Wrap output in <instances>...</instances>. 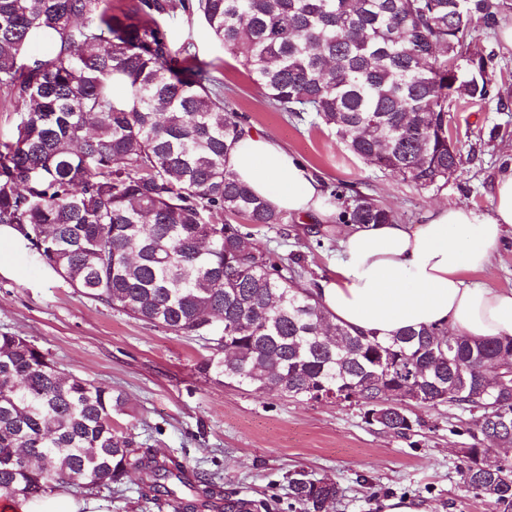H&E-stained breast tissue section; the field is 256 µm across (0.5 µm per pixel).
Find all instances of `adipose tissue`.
Masks as SVG:
<instances>
[{
	"mask_svg": "<svg viewBox=\"0 0 512 512\" xmlns=\"http://www.w3.org/2000/svg\"><path fill=\"white\" fill-rule=\"evenodd\" d=\"M237 179L278 210L331 220L324 184L276 139L244 131L229 159ZM492 208L433 207L421 224H348L333 275L315 293L348 328L391 337L448 325L472 339L512 336V289L473 281L512 231V166L491 186Z\"/></svg>",
	"mask_w": 512,
	"mask_h": 512,
	"instance_id": "obj_1",
	"label": "adipose tissue"
}]
</instances>
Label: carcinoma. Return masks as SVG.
I'll list each match as a JSON object with an SVG mask.
<instances>
[{
    "label": "carcinoma",
    "mask_w": 512,
    "mask_h": 512,
    "mask_svg": "<svg viewBox=\"0 0 512 512\" xmlns=\"http://www.w3.org/2000/svg\"><path fill=\"white\" fill-rule=\"evenodd\" d=\"M164 0H0V88L22 103L0 142V224L72 287L212 354L197 365L217 384L286 382L292 397L330 390L407 438L415 421L391 394L473 413L462 449L466 492L512 512V337L448 340V327L389 338L334 321L303 284L301 257L270 261L247 242L284 223L228 166L243 129L224 83L173 48ZM212 37L282 112L316 119L354 156L427 189L460 163L448 143V97L482 101L484 59L448 86V62L469 56L477 20L494 27L501 0H194ZM345 224H388L393 212L357 195ZM125 401L65 374L16 333L0 334V493L30 500L67 484L122 491L173 512H273L233 497L224 478L137 448L113 427ZM500 439L502 462L481 466ZM28 460L20 464L21 455ZM336 482L288 474L289 512H329Z\"/></svg>",
    "instance_id": "obj_1"
}]
</instances>
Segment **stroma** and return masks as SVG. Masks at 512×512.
<instances>
[{
  "label": "stroma",
  "instance_id": "1",
  "mask_svg": "<svg viewBox=\"0 0 512 512\" xmlns=\"http://www.w3.org/2000/svg\"><path fill=\"white\" fill-rule=\"evenodd\" d=\"M174 46L193 43L224 82V100L241 123L273 136L343 199L364 194L391 209L404 224L422 223L439 204H466L482 212L492 205L495 175L512 165V49L498 29L472 23L467 41L493 74L490 97L451 104L449 128L461 160L439 189H422L353 157L313 114L279 111L246 70L214 40L199 17L176 10L167 24ZM336 224L286 217L274 227H251V240L279 263L303 259L307 285L329 277L336 265ZM24 336L67 374L122 394L118 430L172 456L189 470L220 473L224 489L256 499L288 500L289 471L302 467L337 482L332 512H378L380 500L407 499L427 512H491L490 503L462 485L463 428L469 412L448 404H409L418 426L412 439L369 424L361 406L314 403L274 390L217 384L197 371L209 355L200 339L112 309L80 293L17 236L0 238V333ZM98 512H160L138 494V478L118 494L92 492Z\"/></svg>",
  "mask_w": 512,
  "mask_h": 512
}]
</instances>
